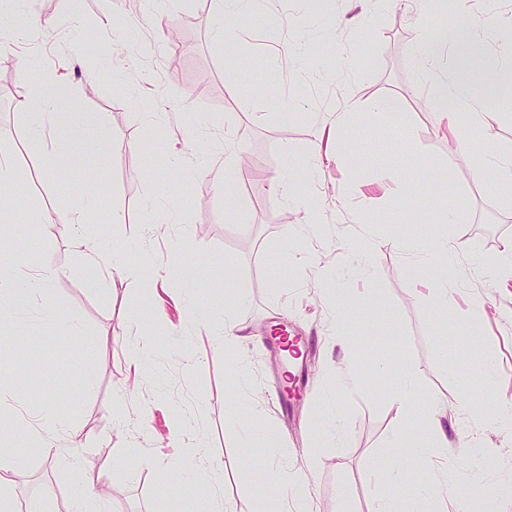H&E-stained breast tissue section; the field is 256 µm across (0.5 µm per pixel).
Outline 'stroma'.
I'll return each instance as SVG.
<instances>
[{
  "instance_id": "obj_1",
  "label": "stroma",
  "mask_w": 512,
  "mask_h": 512,
  "mask_svg": "<svg viewBox=\"0 0 512 512\" xmlns=\"http://www.w3.org/2000/svg\"><path fill=\"white\" fill-rule=\"evenodd\" d=\"M36 15L50 25L26 39ZM217 16L214 0H0V152L21 188L0 252L54 270L36 304L75 312L93 335L85 343L37 325L0 349V427L27 462L10 477L18 512H66L91 469L110 476L96 488L110 512H197L190 469L168 438L178 414L189 421L188 440L222 465L220 490L234 512H280L283 500L264 488L271 459L299 475L295 499L308 512H373L393 491L388 475H374L376 461L404 458L408 486L423 476L409 454L419 436L390 400L408 371L418 404L433 405L448 435L440 477L454 496L446 512L472 496L482 512H512V495L500 489L512 474V432L487 422L512 399V273L504 265L512 207L496 191L495 166L512 151V109L482 101L461 110L474 153L454 151L414 59L422 30L465 28L493 44L512 29V0H468L447 15L425 0H265L243 16L231 48L213 38ZM84 42L88 50L76 54ZM47 76L73 87L74 111L107 140L98 170L85 161L61 179L43 170L45 144L13 102ZM384 97L398 99L404 123L370 111ZM353 103L376 138L355 136L341 158L336 114ZM229 144L264 177L230 171L215 180L210 167ZM174 152L184 164L164 196L157 179ZM309 162L315 171L306 177ZM427 175L458 197L457 223L431 195L408 202L409 178ZM307 200L319 203L320 223H307ZM81 208L140 277L92 270L78 228L23 218L30 209ZM368 234L378 242L370 252ZM433 237L454 247L448 269L422 261ZM220 264L236 269L235 283L209 276ZM227 320L240 336L229 351L215 337ZM469 320L474 335H458ZM283 324L304 331L309 377L286 412L276 393L285 364L272 345ZM142 331L150 344L138 351ZM34 344L41 352L31 359ZM486 358L503 374L493 386ZM353 360L361 383L342 387ZM87 363L97 372L90 388L80 373ZM47 404L76 421L59 431L69 460L48 455L15 422ZM339 413L347 428L328 437ZM109 445L141 455L110 457ZM459 446L475 451L477 466L456 455ZM313 452L320 462L310 472ZM161 484L172 490L163 499L154 493Z\"/></svg>"
}]
</instances>
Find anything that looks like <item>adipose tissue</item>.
<instances>
[{
	"mask_svg": "<svg viewBox=\"0 0 512 512\" xmlns=\"http://www.w3.org/2000/svg\"><path fill=\"white\" fill-rule=\"evenodd\" d=\"M418 57L428 64L445 62L450 75H432L438 121L446 123L450 136H457L456 110L474 103L472 77L486 54H493L503 66L512 65V38L503 37L495 49H488L466 31L443 30L437 38L419 33ZM72 92L63 82L39 89L18 98L15 107L27 115L34 134L49 136L52 148L43 161L47 173L60 177L79 161L101 162L108 151L106 140L91 131L72 112ZM55 273L44 268L37 273L23 272L20 267L0 262V347L11 345L16 338L18 313L16 305L37 291H46ZM183 459L193 469L194 480L203 489L205 512H225L218 490L223 469L205 462L201 449L189 446ZM451 487L437 479L422 482L419 489L396 492L379 501L375 512H439V503L450 496Z\"/></svg>",
	"mask_w": 512,
	"mask_h": 512,
	"instance_id": "1",
	"label": "adipose tissue"
}]
</instances>
